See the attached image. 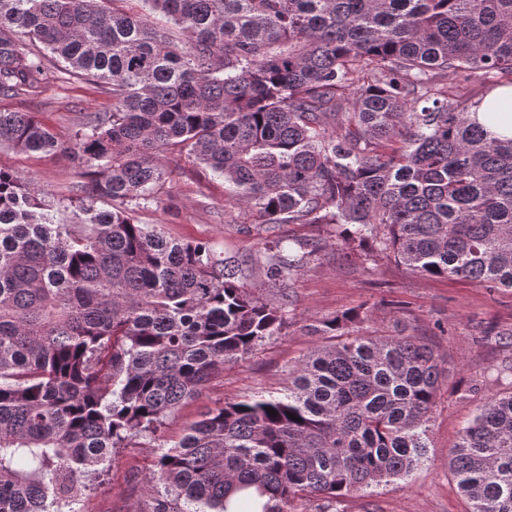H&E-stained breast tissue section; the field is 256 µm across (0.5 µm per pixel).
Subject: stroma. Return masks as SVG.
Instances as JSON below:
<instances>
[{"label": "stroma", "instance_id": "1", "mask_svg": "<svg viewBox=\"0 0 512 512\" xmlns=\"http://www.w3.org/2000/svg\"><path fill=\"white\" fill-rule=\"evenodd\" d=\"M112 100L93 83L71 79L51 85L36 98L0 96V110L33 112L63 140H70L87 112L111 109ZM166 178L155 201L136 208L140 223L167 237L205 241L217 251L261 265L272 242H324V249L290 281L293 304L280 336L243 362L214 373L200 394L169 415L165 439H178L206 409L255 393L279 392L287 370L324 345L312 331L317 321L346 310L370 308L372 322L352 334L397 330L421 338L445 369L429 422L426 461L404 480L354 492L336 502L301 500L296 512H470L471 504L448 471L449 452L462 427L488 398L512 390V288L488 291L478 285L420 276L381 256L346 259L331 246L332 224H258L233 205L222 177L183 153L167 152ZM0 167L21 182L48 192L61 218L71 219L81 179L69 154H24L0 150ZM157 454L156 441L138 438L113 449L105 475L88 493L86 512H134L145 500V477Z\"/></svg>", "mask_w": 512, "mask_h": 512}]
</instances>
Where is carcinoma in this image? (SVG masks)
Wrapping results in <instances>:
<instances>
[{
  "label": "carcinoma",
  "instance_id": "cac0c4a2",
  "mask_svg": "<svg viewBox=\"0 0 512 512\" xmlns=\"http://www.w3.org/2000/svg\"><path fill=\"white\" fill-rule=\"evenodd\" d=\"M108 2L0 0V96L68 76L112 96L68 142L0 111V147L66 151L92 176L68 222L0 168V512H83L108 453L147 436L152 512H229L234 497L237 512H294L408 477L444 369L411 334L351 335L368 311L318 321L331 342L288 368L283 395L163 439L213 373L281 334L284 286L321 244L269 250L270 303L239 283L243 261L133 206L156 199L178 148L261 224H334L346 257L512 288V139L472 119L484 98L469 90L512 77V0ZM449 468L470 512H512V390L462 429Z\"/></svg>",
  "mask_w": 512,
  "mask_h": 512
}]
</instances>
